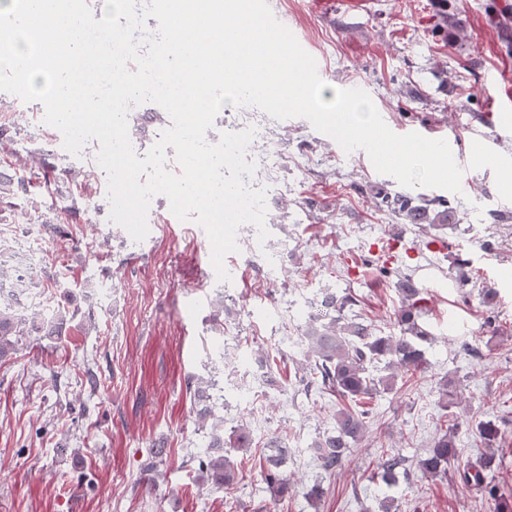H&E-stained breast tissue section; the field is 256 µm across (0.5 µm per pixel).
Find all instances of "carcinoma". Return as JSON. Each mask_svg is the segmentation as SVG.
I'll return each instance as SVG.
<instances>
[{
  "mask_svg": "<svg viewBox=\"0 0 512 512\" xmlns=\"http://www.w3.org/2000/svg\"><path fill=\"white\" fill-rule=\"evenodd\" d=\"M38 195L50 198L51 205L62 212L69 210L65 204L66 182L59 181L46 169H37L28 162H18L12 175L0 172V204L17 207L15 201L23 199L32 202ZM377 205L384 206L411 224L425 225L438 230L454 223L455 216L448 202L443 201L431 208L415 203L409 196L377 193ZM396 288L400 306L396 313L398 333L393 336L377 334L361 315L352 317L345 314L353 299L328 294L324 306L332 309L334 315L326 322L310 324L304 332L309 352L315 357L310 367L307 385H316L330 390L344 400V407L336 411L335 429L316 444L320 467L333 472L346 459L351 443L366 432V412L360 409L363 401L371 399L382 390H390L395 376L384 371L392 368L417 369L426 364L423 347L431 335L421 322L424 308V289L416 284L409 273L399 274ZM66 324L65 315L58 314L49 320H38L37 313L27 316L20 313L15 301H0V360L15 354L18 337L33 331L47 337L61 335ZM216 382L198 377L187 383V391L194 401L202 405L199 417L202 420L212 416L210 390ZM252 443V434L243 424L235 427L228 437L213 433L206 449L192 456L191 461L198 470L207 474L214 489L227 490L234 484L236 470L224 449H245ZM459 455L456 428L450 427L433 440L424 457L417 462L419 471L426 477L437 478L448 474V466ZM287 450L272 449L265 457L264 480L270 490L282 494L288 490V478L280 471L285 462ZM402 460L396 455H387L377 474L378 481L390 487L398 483ZM461 479L478 486H488L493 481L489 467L474 472L466 469Z\"/></svg>",
  "mask_w": 512,
  "mask_h": 512,
  "instance_id": "1",
  "label": "carcinoma"
}]
</instances>
